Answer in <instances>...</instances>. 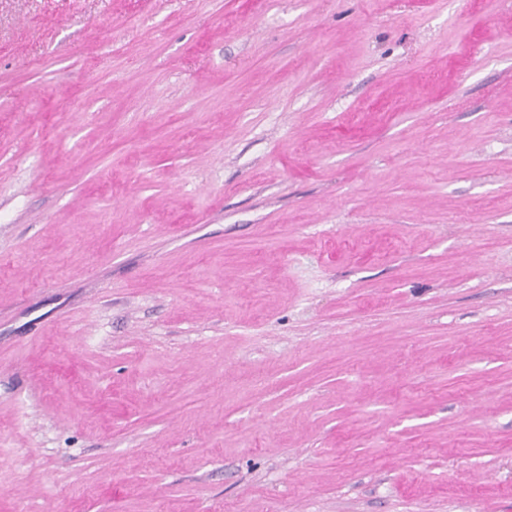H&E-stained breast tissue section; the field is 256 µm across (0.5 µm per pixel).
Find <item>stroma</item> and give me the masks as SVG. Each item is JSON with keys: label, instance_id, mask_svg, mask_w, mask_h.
<instances>
[{"label": "stroma", "instance_id": "obj_1", "mask_svg": "<svg viewBox=\"0 0 512 512\" xmlns=\"http://www.w3.org/2000/svg\"><path fill=\"white\" fill-rule=\"evenodd\" d=\"M0 512H512V0H0Z\"/></svg>", "mask_w": 512, "mask_h": 512}]
</instances>
